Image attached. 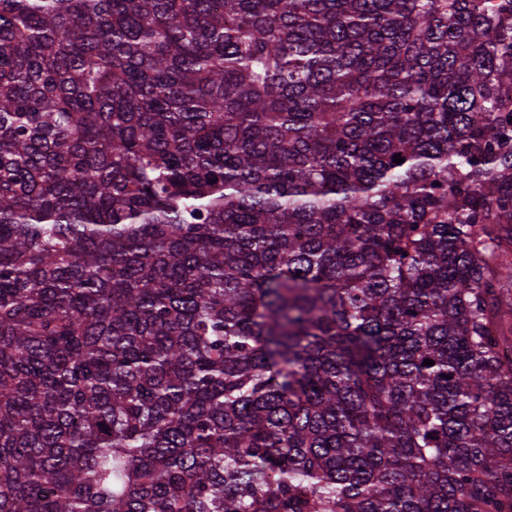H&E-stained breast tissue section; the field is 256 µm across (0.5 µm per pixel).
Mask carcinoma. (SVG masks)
<instances>
[{
    "label": "carcinoma",
    "mask_w": 512,
    "mask_h": 512,
    "mask_svg": "<svg viewBox=\"0 0 512 512\" xmlns=\"http://www.w3.org/2000/svg\"><path fill=\"white\" fill-rule=\"evenodd\" d=\"M509 84L512 0H0V512H512Z\"/></svg>",
    "instance_id": "carcinoma-1"
}]
</instances>
